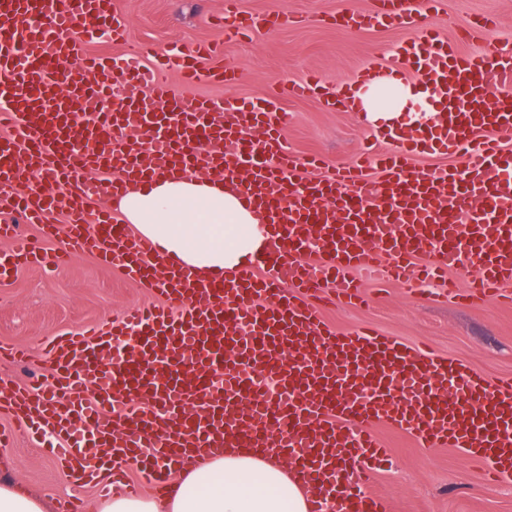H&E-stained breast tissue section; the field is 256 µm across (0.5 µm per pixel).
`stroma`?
Here are the masks:
<instances>
[{
  "label": "stroma",
  "instance_id": "35a3bbf8",
  "mask_svg": "<svg viewBox=\"0 0 512 512\" xmlns=\"http://www.w3.org/2000/svg\"><path fill=\"white\" fill-rule=\"evenodd\" d=\"M374 8V0H239L241 10L256 15L288 11L303 16L302 25L267 28L251 39L228 43L215 18L224 0H116L133 42L165 53L171 45L191 48L209 40L221 47V57L238 69L231 84L201 81L180 86L175 73L162 80L186 98L259 100L273 95L279 85L318 72L329 89L353 83L371 65H392L393 48L412 40L416 29L340 28L332 15L348 6ZM498 20L487 45L512 51V0H440L423 24L441 35L456 37L477 15ZM281 133L285 147L298 158L316 155L326 167L345 163L375 132L372 123L355 112H336L321 97L286 99ZM363 303L324 307L323 319L344 331L369 325L385 336L423 346L460 360L492 382L512 380V307L456 298L423 301L432 282L391 283L379 286L367 280ZM147 288L128 281L96 257L68 260L54 272L22 268L9 282H0V344L27 349L23 361L0 359V381L26 385L46 375L39 354L50 337L74 331L119 315L126 309L156 303ZM11 430V447H0L8 476L23 480L29 489L50 497L52 505L70 497L90 505L100 496L91 486L73 484L13 413L0 410V428ZM376 435L390 451V462L375 474L372 487L387 512H512V481L495 485L485 480L482 464L456 448H422L413 435L386 425Z\"/></svg>",
  "mask_w": 512,
  "mask_h": 512
}]
</instances>
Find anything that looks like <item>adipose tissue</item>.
Listing matches in <instances>:
<instances>
[{"instance_id": "1", "label": "adipose tissue", "mask_w": 512, "mask_h": 512, "mask_svg": "<svg viewBox=\"0 0 512 512\" xmlns=\"http://www.w3.org/2000/svg\"><path fill=\"white\" fill-rule=\"evenodd\" d=\"M428 96L425 85L395 74L356 88L360 110L388 126L400 121L411 102L423 103L427 116H434ZM113 207L157 245L166 265L190 266L209 278L246 264L262 241L258 217L239 196L194 173L142 180ZM172 472L169 494L110 496L98 512H310L297 478L278 458L253 448L188 457Z\"/></svg>"}]
</instances>
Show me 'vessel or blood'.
Masks as SVG:
<instances>
[{
	"instance_id": "vessel-or-blood-1",
	"label": "vessel or blood",
	"mask_w": 512,
	"mask_h": 512,
	"mask_svg": "<svg viewBox=\"0 0 512 512\" xmlns=\"http://www.w3.org/2000/svg\"><path fill=\"white\" fill-rule=\"evenodd\" d=\"M224 0V33L237 40L288 14H244ZM416 0H378L376 9L333 16L336 25L413 27ZM126 41L112 0H0V282L24 266L49 267L95 255L165 303L53 338L52 380L0 395L34 429L57 439L52 453L77 485L133 494L126 467L143 463V483L169 484L181 448L222 452L242 445L287 456L313 494L311 512H382L368 472L383 452L374 424L415 436L424 448H457L512 476V382L493 383L466 364L363 326H326L322 302L362 301L356 272L416 281L420 254L443 275L457 262L477 273L450 295L512 306V53L457 50L426 28L403 49L440 99L436 124L313 177L322 161H301L280 144V103L313 94L332 110L351 100L319 76L287 82L256 102L224 108L205 98L165 95L161 75L184 84L235 81L233 66L206 67L213 49L148 46L121 57L89 55L83 23ZM428 153L470 154L465 165L414 170L415 142ZM380 170L374 178L372 170ZM204 170L238 182L241 199L274 226L253 261L221 280L182 268L150 278L153 241L109 211L89 210L131 181ZM9 214L61 236L54 252L18 233ZM320 231L306 261L310 228ZM276 376L283 400L261 401L254 374ZM113 451L101 481L87 447Z\"/></svg>"
}]
</instances>
